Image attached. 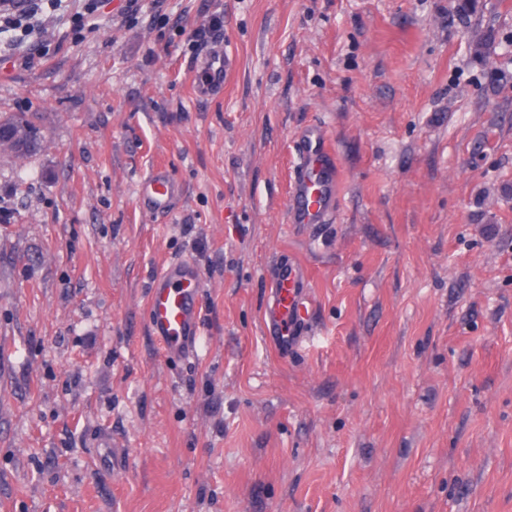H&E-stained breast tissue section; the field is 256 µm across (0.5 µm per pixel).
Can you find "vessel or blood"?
<instances>
[{
	"label": "vessel or blood",
	"instance_id": "1",
	"mask_svg": "<svg viewBox=\"0 0 512 512\" xmlns=\"http://www.w3.org/2000/svg\"><path fill=\"white\" fill-rule=\"evenodd\" d=\"M229 52L215 51L207 62L203 95L220 91L233 68ZM297 163L290 183L287 212L292 224L318 225L328 221L336 205V159L325 131L311 126L296 141ZM181 188L166 170L146 176L135 192L139 207L149 214L171 211ZM271 292L263 320V334L285 352L306 339L311 308L302 268L280 256L269 268ZM202 276L189 261L177 260L162 268L152 281L148 324L166 358L178 359L196 352L200 342L199 295Z\"/></svg>",
	"mask_w": 512,
	"mask_h": 512
}]
</instances>
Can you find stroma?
<instances>
[{"instance_id": "stroma-1", "label": "stroma", "mask_w": 512, "mask_h": 512, "mask_svg": "<svg viewBox=\"0 0 512 512\" xmlns=\"http://www.w3.org/2000/svg\"><path fill=\"white\" fill-rule=\"evenodd\" d=\"M128 2L76 36L59 0L33 70L0 34V113L46 143L0 160V512H512V0ZM313 123L338 169L315 228L285 217ZM159 165L182 196L156 216ZM284 251L312 319L281 354ZM176 259L204 346L171 360L147 305ZM233 64V57L228 51L222 52L219 49L213 52L207 62L208 78L201 86V94L207 96L219 92L229 77ZM0 127H4L9 130H23L24 132L33 133V147L27 148L23 152H19L11 146L5 144L0 147V152L13 157H30L36 155L42 150L43 140L38 127L27 117L23 112L10 113L0 116ZM181 188L164 169H157L137 185L135 197L139 207L148 214H166L180 194ZM271 292L263 320V334L282 353L306 339L311 308L302 268L281 255L268 269Z\"/></svg>"}]
</instances>
